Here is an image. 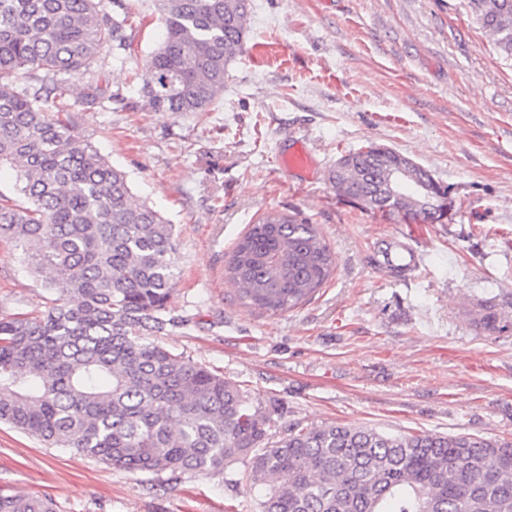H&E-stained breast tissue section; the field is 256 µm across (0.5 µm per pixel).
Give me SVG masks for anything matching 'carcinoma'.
Here are the masks:
<instances>
[{"label": "carcinoma", "instance_id": "carcinoma-1", "mask_svg": "<svg viewBox=\"0 0 512 512\" xmlns=\"http://www.w3.org/2000/svg\"><path fill=\"white\" fill-rule=\"evenodd\" d=\"M101 0H0V167L29 202L0 194V238L57 295L40 315L0 317V423L133 472L222 473L248 463L262 512H512V442L391 435L271 418L229 379L143 336L183 323L168 307L177 253L172 224L133 200L126 174L64 108L4 77L42 72L63 84L103 44L126 50L127 18ZM165 36L148 60L145 106L205 112L224 93L247 38L250 0H155ZM465 7L506 59L512 0ZM98 73L83 103L104 99ZM406 170L391 194L392 172ZM336 192L373 213L439 224L448 187L412 158L369 142L328 171ZM317 225L271 211L235 244L229 278L248 305L273 313L310 299L332 271ZM0 512H56L49 498L0 496Z\"/></svg>", "mask_w": 512, "mask_h": 512}]
</instances>
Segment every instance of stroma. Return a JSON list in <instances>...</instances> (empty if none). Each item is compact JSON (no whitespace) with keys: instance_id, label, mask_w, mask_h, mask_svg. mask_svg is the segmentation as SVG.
<instances>
[{"instance_id":"35a3bbf8","label":"stroma","mask_w":512,"mask_h":512,"mask_svg":"<svg viewBox=\"0 0 512 512\" xmlns=\"http://www.w3.org/2000/svg\"><path fill=\"white\" fill-rule=\"evenodd\" d=\"M128 13L129 49L101 48L125 104L82 103L87 76L59 100L135 198L173 226L169 307L184 317L156 342L239 384L289 425L512 441V332L467 321L480 299L512 316V60L462 0H252L248 39L205 112L143 104L146 62L163 38L153 0H104ZM314 156L279 168L284 131ZM411 157L447 185L439 224L384 219L339 197L328 168L367 142ZM280 211L318 225L334 271L284 312L242 302L225 266L249 224ZM418 250L412 282L379 265L392 237ZM41 276L0 240V316L53 304ZM239 477L130 472L49 447L0 424V495L53 499L57 512H261Z\"/></svg>"}]
</instances>
